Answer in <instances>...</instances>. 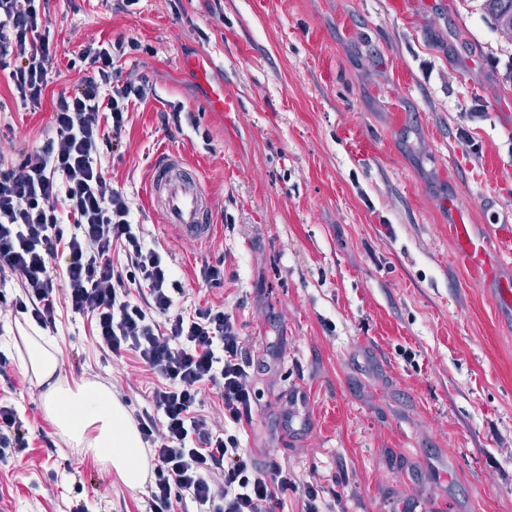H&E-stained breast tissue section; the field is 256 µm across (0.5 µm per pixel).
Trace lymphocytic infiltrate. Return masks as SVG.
<instances>
[{"label":"lymphocytic infiltrate","instance_id":"lymphocytic-infiltrate-1","mask_svg":"<svg viewBox=\"0 0 512 512\" xmlns=\"http://www.w3.org/2000/svg\"><path fill=\"white\" fill-rule=\"evenodd\" d=\"M50 0H0V68L11 92L39 109L53 81L58 46ZM123 35L92 42L78 55L91 74L59 91L54 134L0 164V303L39 328L56 325V302L89 319L106 356L129 353L157 378L137 427L153 457L149 512H284L296 483L286 467L256 466L238 432L251 423V358L233 314L178 307L185 290L173 268L147 245L129 199L101 162L118 145L144 77L119 61L143 52ZM223 413H200L204 388Z\"/></svg>","mask_w":512,"mask_h":512}]
</instances>
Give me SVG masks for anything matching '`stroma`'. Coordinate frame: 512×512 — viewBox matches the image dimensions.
Returning <instances> with one entry per match:
<instances>
[{
    "label": "stroma",
    "mask_w": 512,
    "mask_h": 512,
    "mask_svg": "<svg viewBox=\"0 0 512 512\" xmlns=\"http://www.w3.org/2000/svg\"><path fill=\"white\" fill-rule=\"evenodd\" d=\"M50 22L60 53L39 110L0 70V141L43 143L58 91L84 77L69 60L87 43L122 33L151 47L122 66L151 92L102 163L181 280L180 307L233 313L254 359L282 344L253 377L240 437L257 466L292 473L288 512H304L309 486L336 512H403L411 499L417 512H512V312L468 278L448 237L454 210L512 225V45L481 0H139L128 12L51 0ZM201 54L238 111L207 107V84L180 62ZM169 101L195 125L166 131ZM168 149L215 200L208 242L164 229L147 203L148 172ZM219 261L214 287L200 268ZM24 328L0 306L11 361L0 396L30 443L0 462V512H147L145 489L80 455L46 418L22 365ZM53 336L63 380L102 384L131 414L147 407L135 357L103 358L89 321L61 302ZM294 390L306 405L287 424Z\"/></svg>",
    "instance_id": "35a3bbf8"
}]
</instances>
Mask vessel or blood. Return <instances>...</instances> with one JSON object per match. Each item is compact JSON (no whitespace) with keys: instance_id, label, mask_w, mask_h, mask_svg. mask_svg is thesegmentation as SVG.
<instances>
[{"instance_id":"1","label":"vessel or blood","mask_w":512,"mask_h":512,"mask_svg":"<svg viewBox=\"0 0 512 512\" xmlns=\"http://www.w3.org/2000/svg\"><path fill=\"white\" fill-rule=\"evenodd\" d=\"M147 196L164 228L188 242L209 240L214 233L215 201L201 176L186 165L176 151L163 153L153 163ZM448 235L455 245L458 262L474 278L497 277L512 253V237L499 232H478L470 224H452Z\"/></svg>"}]
</instances>
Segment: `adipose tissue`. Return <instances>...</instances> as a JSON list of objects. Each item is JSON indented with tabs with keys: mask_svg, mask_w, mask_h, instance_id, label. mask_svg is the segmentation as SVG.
<instances>
[{
	"mask_svg": "<svg viewBox=\"0 0 512 512\" xmlns=\"http://www.w3.org/2000/svg\"><path fill=\"white\" fill-rule=\"evenodd\" d=\"M25 344L24 365L41 385L45 415L61 437L112 468L129 488L141 487L148 457L126 408L104 387L84 382L72 385L59 378V351L53 337L29 336Z\"/></svg>",
	"mask_w": 512,
	"mask_h": 512,
	"instance_id": "adipose-tissue-1",
	"label": "adipose tissue"
}]
</instances>
